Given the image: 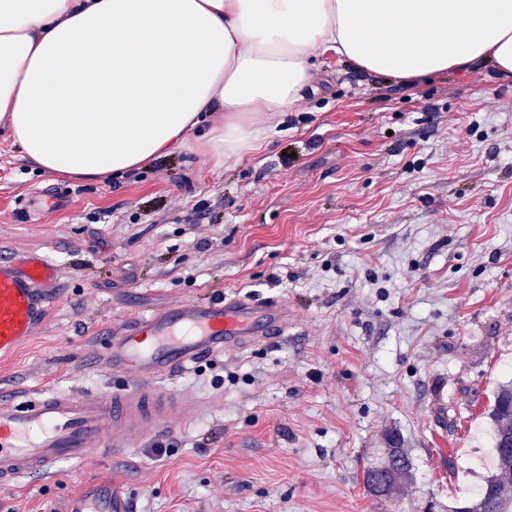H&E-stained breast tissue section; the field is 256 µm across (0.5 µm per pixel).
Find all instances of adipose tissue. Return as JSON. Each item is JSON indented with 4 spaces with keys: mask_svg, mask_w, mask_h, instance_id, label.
Wrapping results in <instances>:
<instances>
[{
    "mask_svg": "<svg viewBox=\"0 0 512 512\" xmlns=\"http://www.w3.org/2000/svg\"><path fill=\"white\" fill-rule=\"evenodd\" d=\"M332 52L415 83L512 81V0H0V126L34 169L94 180L195 140L259 149Z\"/></svg>",
    "mask_w": 512,
    "mask_h": 512,
    "instance_id": "obj_1",
    "label": "adipose tissue"
}]
</instances>
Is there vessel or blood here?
Returning a JSON list of instances; mask_svg holds the SVG:
<instances>
[{"label": "vessel or blood", "instance_id": "obj_1", "mask_svg": "<svg viewBox=\"0 0 512 512\" xmlns=\"http://www.w3.org/2000/svg\"><path fill=\"white\" fill-rule=\"evenodd\" d=\"M59 272L43 255L0 257V357L29 341L59 298ZM288 307L246 296L184 301L139 317L112 339L109 371L122 387L100 393L42 391L0 396V486L47 477L91 455L115 456L182 427L175 371L218 350L245 349L284 334ZM63 512H131L126 489L95 481L70 495Z\"/></svg>", "mask_w": 512, "mask_h": 512}]
</instances>
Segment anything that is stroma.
<instances>
[{"label": "stroma", "instance_id": "35a3bbf8", "mask_svg": "<svg viewBox=\"0 0 512 512\" xmlns=\"http://www.w3.org/2000/svg\"><path fill=\"white\" fill-rule=\"evenodd\" d=\"M317 69L264 149L221 165L178 148L120 179L37 175L0 133V255L43 254L60 289L0 391L119 386L113 336L185 300L292 311L284 336L169 379L184 427L0 489V512H62L106 478L135 512H384L360 470L389 435L408 496H474L512 380V82Z\"/></svg>", "mask_w": 512, "mask_h": 512}]
</instances>
